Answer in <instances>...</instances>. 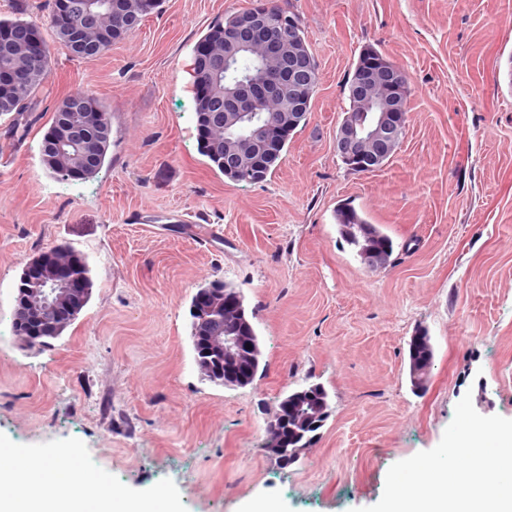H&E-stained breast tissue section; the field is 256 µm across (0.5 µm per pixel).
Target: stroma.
<instances>
[{"label":"stroma","instance_id":"obj_1","mask_svg":"<svg viewBox=\"0 0 512 512\" xmlns=\"http://www.w3.org/2000/svg\"><path fill=\"white\" fill-rule=\"evenodd\" d=\"M255 0H163L159 14L92 60L55 47L27 135L0 117V444L80 458L133 497L181 512H356L388 469L433 449L471 395L512 419V0H288L319 68L311 112L267 181L224 177L197 146L193 52ZM409 77L398 153L370 173L334 150L359 53ZM104 102L112 145L83 181L52 178L39 143L57 104ZM345 202L394 242L367 269L335 220ZM68 246L92 293L51 347L15 335L23 267ZM245 298L266 366L228 389L195 366L188 309L209 281ZM426 330L434 367L408 377ZM324 385L331 415L288 467L264 449L285 393Z\"/></svg>","mask_w":512,"mask_h":512}]
</instances>
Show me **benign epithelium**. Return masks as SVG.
Here are the masks:
<instances>
[{"label": "benign epithelium", "instance_id": "benign-epithelium-1", "mask_svg": "<svg viewBox=\"0 0 512 512\" xmlns=\"http://www.w3.org/2000/svg\"><path fill=\"white\" fill-rule=\"evenodd\" d=\"M52 21L75 37L80 29L73 26L68 0H54ZM302 29L298 16L290 11L274 15L266 2L242 15L240 24L224 33L228 52L218 58L212 45L198 46L193 69L196 86L205 91L214 79L225 72L235 55L248 50L260 52L263 65L259 75L247 82L224 84V101L220 121L224 124V155L235 169L254 173L260 167L263 151H272L278 143L300 125L310 106L314 76L310 55H299L293 45ZM0 40L19 42L26 55L37 59L45 51L35 30L23 33L0 32ZM27 72L0 69V87L10 88L25 82ZM352 98L359 101V118L346 119L336 131V153L354 163L360 171L382 166L398 151L408 121V79L383 60H369L359 67L348 87ZM269 100L279 102L272 123L258 122L256 110ZM105 129V116L83 103L75 112V120L63 121L47 159L67 162L69 145L78 143L82 156L89 153L81 138ZM92 281L79 264L62 256L56 249L42 252L23 268L15 291L16 320L19 338L31 348H43L48 339L74 319L83 309L91 292ZM240 301L224 292V284L214 282L195 301L193 311L207 320L223 315L219 327L204 326L196 337L197 350L205 366L224 378V382L245 381L251 371L254 349L239 334L234 322ZM282 439L280 421L266 425V451L274 456L277 441Z\"/></svg>", "mask_w": 512, "mask_h": 512}]
</instances>
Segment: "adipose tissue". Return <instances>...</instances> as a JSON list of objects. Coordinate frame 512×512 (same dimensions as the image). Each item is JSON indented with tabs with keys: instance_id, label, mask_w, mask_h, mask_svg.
<instances>
[{
	"instance_id": "ef3b65f1",
	"label": "adipose tissue",
	"mask_w": 512,
	"mask_h": 512,
	"mask_svg": "<svg viewBox=\"0 0 512 512\" xmlns=\"http://www.w3.org/2000/svg\"><path fill=\"white\" fill-rule=\"evenodd\" d=\"M59 488L44 494L46 481ZM102 480L90 469L61 467L43 460L19 467L12 456L0 457V512H177L173 500L163 494L135 499L120 490L105 491Z\"/></svg>"
}]
</instances>
